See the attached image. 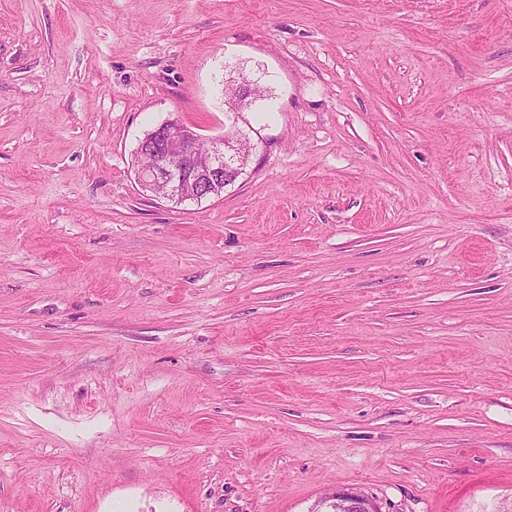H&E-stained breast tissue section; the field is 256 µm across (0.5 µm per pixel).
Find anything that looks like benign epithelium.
Instances as JSON below:
<instances>
[{
  "label": "benign epithelium",
  "instance_id": "7a95c632",
  "mask_svg": "<svg viewBox=\"0 0 512 512\" xmlns=\"http://www.w3.org/2000/svg\"><path fill=\"white\" fill-rule=\"evenodd\" d=\"M251 95V83L242 81L224 105L228 111L237 112L248 104ZM201 141V134L177 117L147 132L139 141L136 154L150 155L152 163L137 167L139 184L152 193L162 185L165 192L161 197L180 202L221 196L224 177L240 178L257 145L239 131L210 139L204 153L197 151ZM311 512H379V509L368 496L344 489L321 496Z\"/></svg>",
  "mask_w": 512,
  "mask_h": 512
}]
</instances>
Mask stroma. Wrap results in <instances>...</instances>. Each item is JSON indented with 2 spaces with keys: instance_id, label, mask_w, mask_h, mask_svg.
<instances>
[{
  "instance_id": "obj_1",
  "label": "stroma",
  "mask_w": 512,
  "mask_h": 512,
  "mask_svg": "<svg viewBox=\"0 0 512 512\" xmlns=\"http://www.w3.org/2000/svg\"><path fill=\"white\" fill-rule=\"evenodd\" d=\"M172 116L262 149L154 197ZM336 488L512 507V0H0V512Z\"/></svg>"
}]
</instances>
